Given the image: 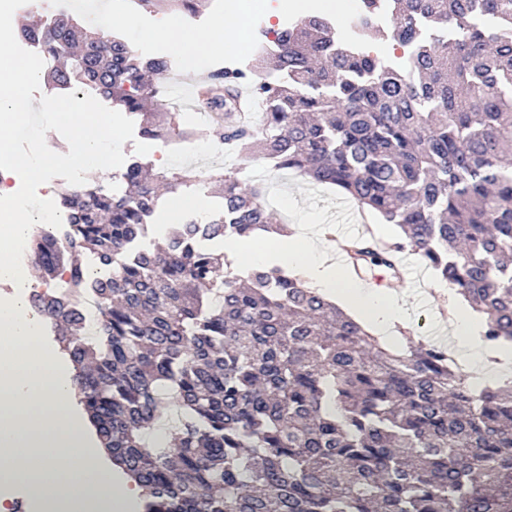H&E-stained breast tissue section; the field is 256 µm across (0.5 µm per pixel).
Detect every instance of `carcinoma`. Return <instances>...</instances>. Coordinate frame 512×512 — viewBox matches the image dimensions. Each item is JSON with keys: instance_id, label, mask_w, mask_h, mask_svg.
Returning <instances> with one entry per match:
<instances>
[{"instance_id": "carcinoma-1", "label": "carcinoma", "mask_w": 512, "mask_h": 512, "mask_svg": "<svg viewBox=\"0 0 512 512\" xmlns=\"http://www.w3.org/2000/svg\"><path fill=\"white\" fill-rule=\"evenodd\" d=\"M349 30L326 15L288 23L252 64L224 68L199 98L239 106L250 80L265 127L217 130L278 169L333 185L401 234L349 246L392 270L408 250L512 340V0H360ZM73 17L22 25L55 62L54 87H90L134 116L141 135H191L160 111L167 63L129 42L77 35ZM400 54L385 58L373 44ZM134 161L131 194L103 184L61 193L69 250L34 237L52 278L95 298V336L68 294L34 293L77 370L80 403L143 512H512V385L474 387L423 343L390 345L276 265L249 285L224 269V240L274 230L259 189L232 171L224 208L143 245L160 192L192 172ZM89 250L108 274L89 276ZM178 410L163 443L151 429Z\"/></svg>"}]
</instances>
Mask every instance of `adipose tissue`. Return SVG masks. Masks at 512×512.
<instances>
[{"instance_id":"1","label":"adipose tissue","mask_w":512,"mask_h":512,"mask_svg":"<svg viewBox=\"0 0 512 512\" xmlns=\"http://www.w3.org/2000/svg\"><path fill=\"white\" fill-rule=\"evenodd\" d=\"M242 9L237 0L219 24L218 36L208 41L172 21L163 35L194 61L221 43H242ZM40 77L37 68L0 44V283L11 288L0 296V512L17 492L29 499L33 512H130L139 489L116 481L89 449L84 426L71 405L67 370L40 341V321L28 300L33 269L15 258L33 226L53 223L59 213L52 198L35 207L19 201L15 187L21 180L41 182L54 162L50 156L35 161L17 155L13 148L21 124L17 104ZM48 110L57 123L75 114L80 117L64 163L79 175L112 172L117 147L104 113L76 101L53 103ZM224 254L226 268L241 273L256 264L287 268L305 286L346 306L384 342L400 341L408 326V292L373 289L350 280L310 227L266 235L258 242L245 240L225 247ZM435 327L437 334H451L461 363L475 382L512 377V342L486 341L467 304L449 302L447 316L437 317Z\"/></svg>"}]
</instances>
